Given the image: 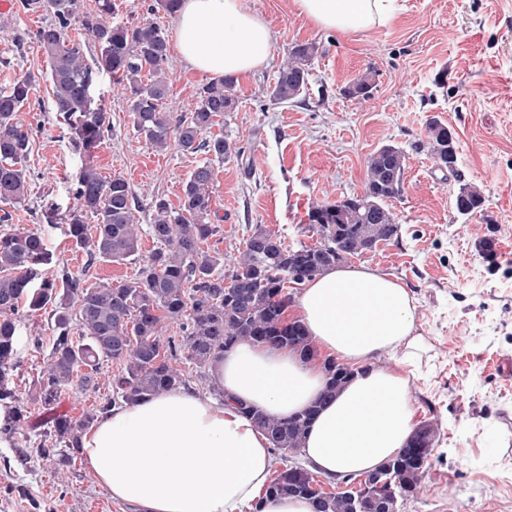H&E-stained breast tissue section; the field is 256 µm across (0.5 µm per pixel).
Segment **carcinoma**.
Listing matches in <instances>:
<instances>
[{"label": "carcinoma", "mask_w": 512, "mask_h": 512, "mask_svg": "<svg viewBox=\"0 0 512 512\" xmlns=\"http://www.w3.org/2000/svg\"><path fill=\"white\" fill-rule=\"evenodd\" d=\"M80 2L42 0L40 6L51 11L54 23L35 33L48 55L55 110L74 130L76 149L90 152L110 130L106 112L92 107L95 84L106 73L129 103L135 129L153 146L166 149L175 141L184 151L203 150L221 159L230 154L224 138L208 140L204 135L215 118L234 109V79L204 85L191 116L174 124L162 105L169 90L168 33L148 22L129 26L110 23L112 0H96L93 14L81 12ZM75 18L81 20L99 48L92 66L84 63L81 47L65 39ZM317 53L315 43L292 47L271 92L275 100L288 102L303 92L308 67ZM35 84L36 76L27 73L0 92V204L14 205L26 196L30 136L18 112L28 103ZM447 130L448 126L438 120L428 126V147L438 165L448 154ZM405 168L402 150L393 146L378 149L367 160L363 194L310 208L308 224L319 235L316 245L290 248L277 234L258 226L227 270L222 269L220 257L202 247L220 232V226L209 221L215 181V169L209 163L198 166L183 183L178 209H172L162 198L151 201L149 235L156 248L135 278L117 285L86 288L81 278L65 272L61 280L45 278L35 287L37 267L49 260L41 234L35 230L1 231L0 401L8 400L11 406L0 420V434L11 438L29 414L27 405L10 387L19 365L15 314L22 303L32 312L51 310L53 345L39 373L35 396L41 406L53 407L76 377L80 385L89 386L103 358L121 367L112 381V400L78 422L61 415L51 421L38 452L42 457L56 458L62 466L69 465L80 452L82 435L109 408L186 386L184 374L176 367L183 351L199 368L242 341L289 347L309 357L311 344L304 328L287 320L292 303L288 285L301 286L331 266L398 238L399 225L389 201L403 190ZM75 197L79 210L96 219L91 227L82 216L71 217L66 235L75 249L93 263H118L139 252V224L129 184L123 177L105 178L86 163ZM455 205L459 214L471 216L482 211L483 198L476 189L464 187ZM168 321L178 323L182 336L163 341ZM74 325L81 330L76 339L72 336ZM325 371L324 397L330 398L351 372L332 360L325 363ZM241 409L266 435L273 452L286 462L267 493L306 497L314 512H356L357 493H318L314 473L296 461L317 407L285 421L270 419L246 404ZM433 437L435 432L427 426L416 430L392 460L366 474L371 488L384 496L376 512H399V499L417 492Z\"/></svg>", "instance_id": "obj_1"}]
</instances>
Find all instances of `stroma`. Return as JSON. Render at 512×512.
Instances as JSON below:
<instances>
[{
    "label": "stroma",
    "instance_id": "obj_1",
    "mask_svg": "<svg viewBox=\"0 0 512 512\" xmlns=\"http://www.w3.org/2000/svg\"><path fill=\"white\" fill-rule=\"evenodd\" d=\"M113 22L150 21L174 32L176 19L150 11L153 0H114ZM272 32L268 65L235 83L236 106L210 134L224 138L233 154L215 159L170 146L158 151L133 127L128 104L102 75L93 93L110 131L90 156L76 153L72 132L53 106L48 59L34 38L52 22L44 8L0 15V90L24 73L37 82L19 117L31 129L28 192L10 208L0 230H41L50 264L40 274L68 272L98 288L134 278L155 244L141 237L138 258L88 263L63 233L78 210L77 178L91 161L106 178L120 175L135 197L139 224L151 222L150 201L178 207L182 185L199 165L212 163V223L221 227L206 249L235 255L255 227L276 232L285 245H314L309 209L362 194L366 160L392 144L406 154L403 191L390 207L396 240L351 258L405 283L416 299L417 331L425 340L420 375L413 385L418 424L437 430L421 489L401 512H512V0H398L381 27L339 33L313 26L292 0H243ZM319 47L307 87L278 104L270 93L289 50ZM370 76L369 97L349 94ZM169 92L163 108L172 119L189 117L207 75L185 67L178 55L167 66ZM438 120L454 134L456 174H445L428 150V124ZM484 198L480 213L455 209L461 186ZM492 242L493 254L483 250ZM20 366L12 386L30 411L20 434L0 439V512H135L113 501L83 455L69 466L32 455L20 466L17 449L37 448L45 410L35 403L37 377L52 345L48 311L19 309ZM120 367L104 360L96 385L65 389L55 407L73 420L112 397Z\"/></svg>",
    "mask_w": 512,
    "mask_h": 512
}]
</instances>
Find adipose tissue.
<instances>
[{"label":"adipose tissue","mask_w":512,"mask_h":512,"mask_svg":"<svg viewBox=\"0 0 512 512\" xmlns=\"http://www.w3.org/2000/svg\"><path fill=\"white\" fill-rule=\"evenodd\" d=\"M396 0H293L320 29L386 24ZM272 33L243 0H182L176 50L193 70L241 77L268 64ZM312 353L240 342L221 352L211 382L222 398L180 388L102 415L84 435L91 472L112 498L140 512H312L308 499L270 495L266 436L239 410L254 406L288 419L312 404L302 456L329 480L376 470L416 430L412 365L422 349L414 296L400 280L367 266H334L307 282L293 307ZM354 374L322 400L324 362Z\"/></svg>","instance_id":"1"}]
</instances>
